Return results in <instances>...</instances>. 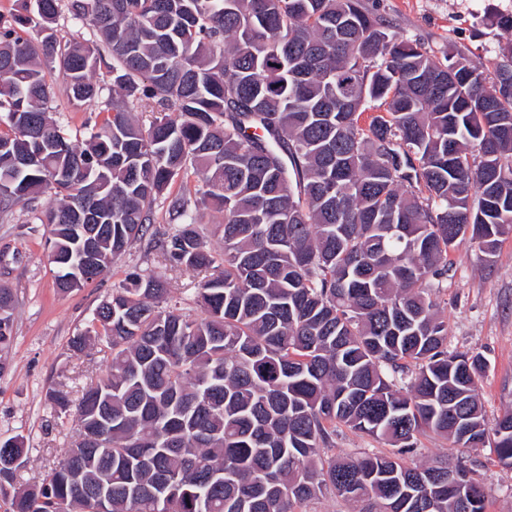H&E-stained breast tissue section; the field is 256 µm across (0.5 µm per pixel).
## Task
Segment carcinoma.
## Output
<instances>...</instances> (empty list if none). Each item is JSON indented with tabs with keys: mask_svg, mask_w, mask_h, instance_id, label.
Returning <instances> with one entry per match:
<instances>
[{
	"mask_svg": "<svg viewBox=\"0 0 512 512\" xmlns=\"http://www.w3.org/2000/svg\"><path fill=\"white\" fill-rule=\"evenodd\" d=\"M16 2L0 15V212L50 198L65 293L146 237L203 277L193 308L140 268L99 303L69 348L104 346L106 370L75 405L49 392L77 438L34 485L17 478L24 438L0 445L10 512H299L327 491L371 512H488L465 467L404 456L429 431L512 465V411L488 434L483 359L448 352L439 314L450 252L489 260L512 233V47L491 73L439 58L363 0ZM63 6L102 43L60 34ZM55 66L77 107L110 78L82 147L51 116ZM190 171L194 196L171 192ZM201 209L223 215L219 253ZM14 312L0 288L1 354ZM339 426L392 451L327 457Z\"/></svg>",
	"mask_w": 512,
	"mask_h": 512,
	"instance_id": "cac0c4a2",
	"label": "carcinoma"
}]
</instances>
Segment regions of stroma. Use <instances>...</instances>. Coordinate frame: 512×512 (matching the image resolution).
I'll use <instances>...</instances> for the list:
<instances>
[{"instance_id":"1","label":"stroma","mask_w":512,"mask_h":512,"mask_svg":"<svg viewBox=\"0 0 512 512\" xmlns=\"http://www.w3.org/2000/svg\"><path fill=\"white\" fill-rule=\"evenodd\" d=\"M400 35L441 56L468 49L474 63L492 68L512 34L493 21L512 15V0H364ZM54 115L74 139H82L89 110L77 111L66 82L51 72ZM47 231L35 213L14 209L0 215V287L15 298L14 340L0 373V438L23 436L26 453L19 471L25 484L47 475L62 448L72 440L73 418H56L47 396L65 384L80 390L92 373L104 370L102 352L74 355L70 338L86 329L93 310L108 297L125 271L157 267L159 258L138 242L92 285L73 292L57 288L46 258ZM448 286L441 316L448 327V349L481 354L485 368L478 394L487 428L512 410V235L503 238L491 262L479 259L477 247L464 245L450 255ZM463 462L475 471L489 501V512H512V467L499 463L489 448H465L441 436L421 435L408 465Z\"/></svg>"}]
</instances>
